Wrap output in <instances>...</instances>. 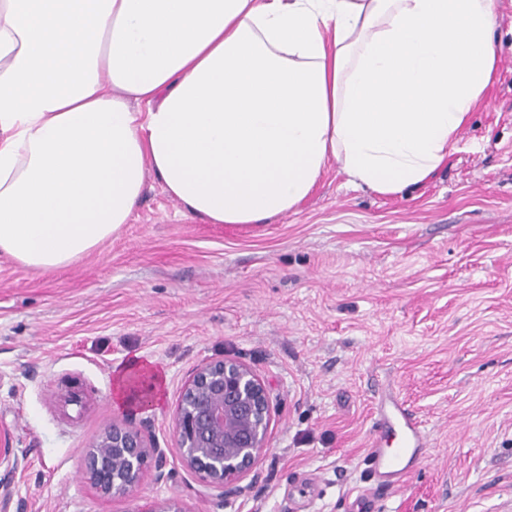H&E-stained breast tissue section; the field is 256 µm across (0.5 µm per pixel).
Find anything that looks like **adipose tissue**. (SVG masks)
I'll list each match as a JSON object with an SVG mask.
<instances>
[{"mask_svg": "<svg viewBox=\"0 0 512 512\" xmlns=\"http://www.w3.org/2000/svg\"><path fill=\"white\" fill-rule=\"evenodd\" d=\"M496 0H0V255L52 272L155 176L191 216L296 210L330 161L391 196L455 151Z\"/></svg>", "mask_w": 512, "mask_h": 512, "instance_id": "ef3b65f1", "label": "adipose tissue"}]
</instances>
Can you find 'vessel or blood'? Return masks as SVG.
Wrapping results in <instances>:
<instances>
[{"label": "vessel or blood", "mask_w": 512, "mask_h": 512, "mask_svg": "<svg viewBox=\"0 0 512 512\" xmlns=\"http://www.w3.org/2000/svg\"><path fill=\"white\" fill-rule=\"evenodd\" d=\"M380 421L398 424L403 430L405 445L390 453L381 448L379 439H372L368 454L370 470L378 484L397 486L405 480L412 464L422 458L425 436L412 413L402 405H394L391 412L381 413Z\"/></svg>", "instance_id": "b4317fda"}]
</instances>
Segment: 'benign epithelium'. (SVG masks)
Listing matches in <instances>:
<instances>
[{"mask_svg":"<svg viewBox=\"0 0 512 512\" xmlns=\"http://www.w3.org/2000/svg\"><path fill=\"white\" fill-rule=\"evenodd\" d=\"M271 420L264 382L248 365L224 359L200 365L184 385L176 413L183 467L228 504L246 495L242 480L267 448ZM163 451L140 431L114 424L84 454V478L106 498L121 499L142 483L150 460ZM24 468L12 455L10 438L0 436V467ZM144 512H190L178 499L154 501Z\"/></svg>","mask_w":512,"mask_h":512,"instance_id":"benign-epithelium-1","label":"benign epithelium"}]
</instances>
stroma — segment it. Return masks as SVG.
<instances>
[{"instance_id":"stroma-1","label":"stroma","mask_w":512,"mask_h":512,"mask_svg":"<svg viewBox=\"0 0 512 512\" xmlns=\"http://www.w3.org/2000/svg\"><path fill=\"white\" fill-rule=\"evenodd\" d=\"M498 60L456 151L425 183L383 196L330 163L311 196L266 224H208L149 178L130 223L52 273L0 257V431L23 471L7 512H512V0ZM265 383L267 449L234 504L180 460L175 416L203 363ZM148 405L116 397L132 360ZM427 446L405 482L365 456L380 398ZM126 422L162 448L128 497L83 477L89 445Z\"/></svg>"}]
</instances>
